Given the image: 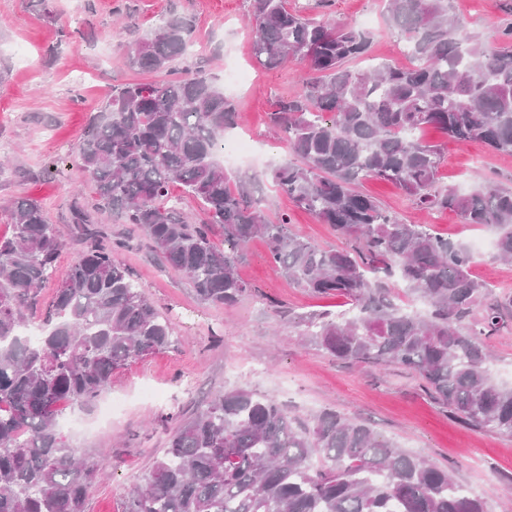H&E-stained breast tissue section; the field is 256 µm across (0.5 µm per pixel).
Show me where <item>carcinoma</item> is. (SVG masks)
Masks as SVG:
<instances>
[{"label": "carcinoma", "mask_w": 512, "mask_h": 512, "mask_svg": "<svg viewBox=\"0 0 512 512\" xmlns=\"http://www.w3.org/2000/svg\"><path fill=\"white\" fill-rule=\"evenodd\" d=\"M388 19L410 67L354 72L367 32L307 18L287 0H250L252 52L267 69L306 62L301 92L271 113L294 156L270 178L294 206L352 239L323 248L269 222L264 176L230 173L218 156L237 124L233 99L197 68L172 63L194 42L192 20L168 16L129 54L156 76L112 92L76 158L96 208L116 213L188 278L198 301L232 306L252 291L238 271L265 241L272 270L315 295H338L351 313L288 316L307 341L340 361L415 372L459 421L512 436V386L492 376L484 338L504 324L512 298L493 297L475 258L428 224H406L359 191L389 182L427 211H453L496 229L495 258L512 260V189L463 195L439 186L443 148L433 127L463 144L512 155V26L489 48L448 15V0H388ZM204 203L196 224L170 195ZM0 239V512H87L103 448L90 454L61 433L56 405L92 408L128 363L174 345L176 329L117 259L123 242L85 234L49 304L40 290L62 249L40 203L15 200ZM220 227L224 248L212 240ZM124 512H488L486 504L369 426L333 411L314 425L247 389L213 394L169 432L162 455L129 493Z\"/></svg>", "instance_id": "cac0c4a2"}]
</instances>
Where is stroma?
Returning <instances> with one entry per match:
<instances>
[{
	"instance_id": "obj_1",
	"label": "stroma",
	"mask_w": 512,
	"mask_h": 512,
	"mask_svg": "<svg viewBox=\"0 0 512 512\" xmlns=\"http://www.w3.org/2000/svg\"><path fill=\"white\" fill-rule=\"evenodd\" d=\"M288 6L368 32L371 51L351 62L353 70L382 61L410 64L387 21L386 0H334L328 9L318 0H288ZM448 7L490 47L498 45L501 27L512 21V0H448ZM248 9L249 0H0V236L11 233L5 202L32 198L42 204L63 243L53 280L41 290L43 301H50L82 249L73 206L89 211L95 204L76 147L113 88L140 80L128 64L129 50L170 13L190 17L195 27L196 44L176 61V69L203 67L238 103L241 117L225 139L244 135L253 142V155L230 163V170L265 173L289 159L288 145L272 130L269 114L279 100L300 92L305 69L294 59L268 70L253 57V32L244 20ZM228 71L241 72L242 81L226 82ZM423 137L445 146L440 185L462 192L512 187L511 155L480 142L447 141L434 128ZM357 186L405 223L432 225L467 244L492 235L453 212L417 209L392 184L363 178ZM263 208L271 221L290 215L295 230L317 245H351L331 225L295 208L273 183L265 185ZM95 226L108 238H128L118 259L168 315L179 344L113 374L111 419H103L97 406L65 413L62 433L71 445L107 453L106 476L93 486L87 512H123L131 485L165 446L170 417L191 415L215 392L233 388L274 397L308 424L325 410L367 422L400 448L450 470L489 512H512V436L455 420L411 370L347 364L301 342L297 329L268 307V299L296 315L339 312L344 300L311 295L274 273L263 240L249 243L239 268L252 293L231 306H211L195 298L182 273L156 259L134 225L104 213Z\"/></svg>"
}]
</instances>
